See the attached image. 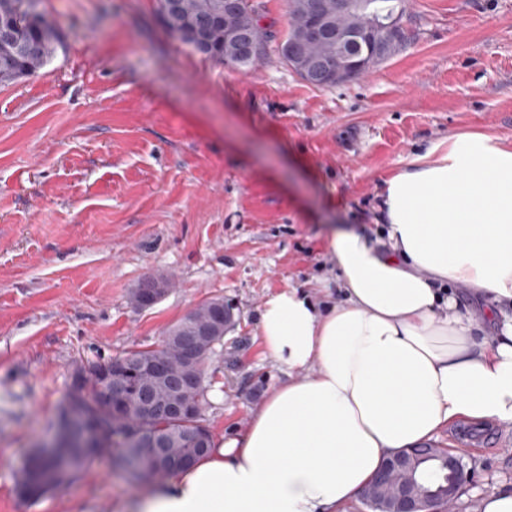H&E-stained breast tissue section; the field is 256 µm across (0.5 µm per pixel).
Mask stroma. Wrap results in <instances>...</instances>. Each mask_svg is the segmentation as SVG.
Listing matches in <instances>:
<instances>
[{
    "label": "stroma",
    "instance_id": "obj_1",
    "mask_svg": "<svg viewBox=\"0 0 512 512\" xmlns=\"http://www.w3.org/2000/svg\"><path fill=\"white\" fill-rule=\"evenodd\" d=\"M64 47L0 86V512H125L139 493L112 456L37 500L24 461L54 433L71 374L158 346L222 295L234 325L206 363L212 436L242 426L283 373L259 314L295 287L340 298L325 225L376 232L383 183L450 136L512 143V0H402L399 52L328 89L276 48L247 70L169 36L156 0H41ZM172 277L158 304L139 281ZM508 446L457 448L471 480L456 512L512 489Z\"/></svg>",
    "mask_w": 512,
    "mask_h": 512
}]
</instances>
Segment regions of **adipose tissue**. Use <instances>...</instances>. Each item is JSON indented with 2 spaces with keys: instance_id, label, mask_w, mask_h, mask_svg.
Segmentation results:
<instances>
[{
  "instance_id": "ef3b65f1",
  "label": "adipose tissue",
  "mask_w": 512,
  "mask_h": 512,
  "mask_svg": "<svg viewBox=\"0 0 512 512\" xmlns=\"http://www.w3.org/2000/svg\"><path fill=\"white\" fill-rule=\"evenodd\" d=\"M380 221L381 239L327 231L342 301L294 288L266 301L258 334L288 377L130 512H338L388 453L461 421L512 423V145L449 138L386 180ZM448 282L492 301L493 336Z\"/></svg>"
}]
</instances>
